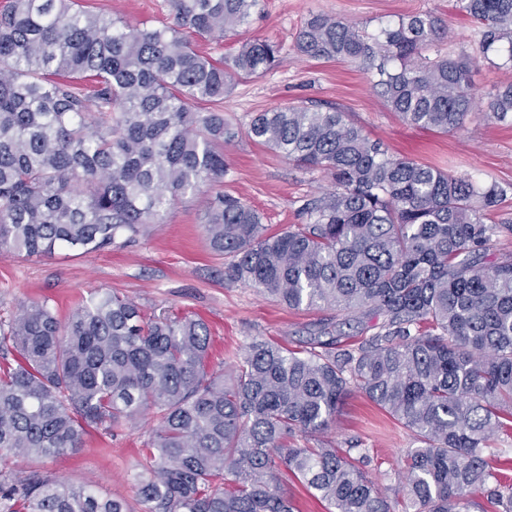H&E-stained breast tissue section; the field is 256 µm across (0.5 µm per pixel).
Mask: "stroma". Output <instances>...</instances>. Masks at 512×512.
<instances>
[{"mask_svg": "<svg viewBox=\"0 0 512 512\" xmlns=\"http://www.w3.org/2000/svg\"><path fill=\"white\" fill-rule=\"evenodd\" d=\"M77 2L82 9L133 25L171 20L166 0ZM418 12L447 21L451 34L439 43L441 54L473 51L478 27L459 11L456 0H262L261 14L239 36L196 40L198 50L218 59L233 53L240 39L268 38L281 45L285 58L262 75L238 80L224 98V115L240 135L224 147L229 168L223 190L255 208L271 231L303 223V207L329 189V179L247 135L257 113L298 103L345 112L391 154L479 183L512 185V123L489 124L472 116L463 129L448 134L413 126L375 95L371 72L348 62L313 60L294 49L300 28L316 13L345 18L373 33L399 16ZM210 198L207 192L183 198L148 236L121 248L88 254L59 250L33 258L0 248V320L11 319L21 305L33 301L48 302L63 318L90 292L103 288L135 300L151 315L202 319L210 334L208 367L214 371L231 366L256 337L298 346L314 323L329 317V310L291 309L231 279L227 259L213 255L204 237L201 215ZM156 425L147 415L111 434L90 432L78 453L39 465L5 457L0 470H34L74 485L89 483L102 495L132 504V478L143 470V443ZM328 436L338 443L360 440L368 456L367 472L380 486L391 488L399 483L404 456L413 445L407 429L357 392L346 400Z\"/></svg>", "mask_w": 512, "mask_h": 512, "instance_id": "1", "label": "stroma"}]
</instances>
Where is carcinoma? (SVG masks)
Returning <instances> with one entry per match:
<instances>
[{
  "mask_svg": "<svg viewBox=\"0 0 512 512\" xmlns=\"http://www.w3.org/2000/svg\"><path fill=\"white\" fill-rule=\"evenodd\" d=\"M480 28L473 53L430 56L449 33L430 13L376 34L313 14L295 49L375 68L373 89L406 122L443 133L471 115L512 119V83L477 104L480 60L512 69V0H461ZM173 23L129 25L75 0H10L0 12V247L25 257L122 247L165 223L175 201L223 183L238 137L222 103L235 80L283 62L254 38L214 61L188 40L236 34L261 0H168ZM211 104L210 109L198 107ZM247 134L333 188L307 221L276 233L242 199L211 198L203 230L237 282L290 308L330 309L375 332L342 348L320 320L304 345L253 340L208 371L205 322L147 315L96 290L64 320L47 303L0 322V456L51 459L146 413L141 512H295L292 474L329 512H471L487 494L512 512L487 448L512 432V257L488 263L484 222L508 194L407 158L334 107L258 113ZM359 392L412 435L398 485L325 433ZM0 512H132L89 484L0 471Z\"/></svg>",
  "mask_w": 512,
  "mask_h": 512,
  "instance_id": "cac0c4a2",
  "label": "carcinoma"
}]
</instances>
